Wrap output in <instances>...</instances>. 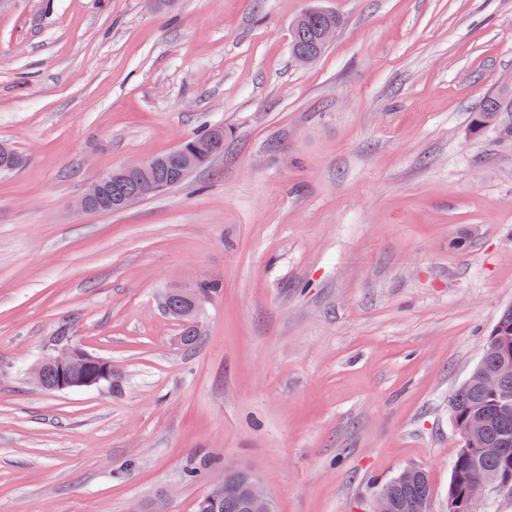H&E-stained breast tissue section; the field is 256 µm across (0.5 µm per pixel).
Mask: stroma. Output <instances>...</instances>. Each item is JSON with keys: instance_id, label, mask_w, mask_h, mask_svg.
<instances>
[{"instance_id": "stroma-1", "label": "stroma", "mask_w": 512, "mask_h": 512, "mask_svg": "<svg viewBox=\"0 0 512 512\" xmlns=\"http://www.w3.org/2000/svg\"><path fill=\"white\" fill-rule=\"evenodd\" d=\"M313 6L344 26L302 64ZM510 80L512 0H6L0 512H194L227 470L276 512H369L408 468L448 512L450 399L512 306V141L470 130ZM209 126L185 183L77 210ZM201 279L186 346L160 298ZM62 330L114 389L29 381ZM182 146L199 152L200 160L197 167L201 166L223 151L224 129L223 127L214 126L203 130L195 137L182 143ZM112 180V172L102 174L91 181L83 195L78 199L77 208L82 212H93V204L98 201L106 192L104 198L96 203L97 211L111 212L112 210H119L121 208L114 207L113 203L124 200L135 191L136 180L131 177L118 178ZM199 282L200 281H195L191 284L186 285L185 287L180 288V291L184 294L186 298L194 299L196 303H198L199 298L200 302H202L203 299H207L219 294L223 288L222 283L218 281L202 280L200 284ZM197 288L199 298L197 297Z\"/></svg>"}]
</instances>
